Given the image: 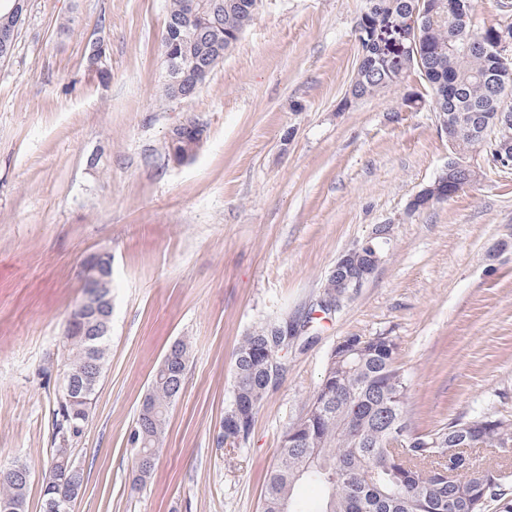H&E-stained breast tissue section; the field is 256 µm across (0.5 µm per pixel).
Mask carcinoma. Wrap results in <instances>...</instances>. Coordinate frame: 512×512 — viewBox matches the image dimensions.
Here are the masks:
<instances>
[{"instance_id":"carcinoma-1","label":"carcinoma","mask_w":512,"mask_h":512,"mask_svg":"<svg viewBox=\"0 0 512 512\" xmlns=\"http://www.w3.org/2000/svg\"><path fill=\"white\" fill-rule=\"evenodd\" d=\"M258 0L247 7L232 0H204L200 18L185 16V0H168L161 42L164 63L209 64L234 45L254 21ZM475 0H366L356 25L359 59L346 91V101L373 97L399 83L413 71L424 77L431 91L437 120H448L450 156L446 170L432 182L429 196L446 200L465 188L461 161L480 153L491 157L500 171L512 170L492 146L512 142V125H499L500 112L512 113V22L475 31ZM385 26L405 33L406 50L399 59L388 57L378 45L376 32ZM484 113L486 133L472 140L468 131L473 113ZM95 320L87 319L65 335L67 369L103 375L109 350L108 337L97 335ZM284 320L266 321L242 338L235 352L233 405L259 407L267 394L263 350H283L284 340L273 330ZM355 351L334 359L329 381L313 394L306 415L283 433L275 466L265 481L261 512H483L492 496H501L512 481L502 461L512 459V419L478 412L471 417L478 447L498 458L481 466L479 476L468 453L454 448L457 420L425 433H415L406 446L412 465L405 467L386 453L392 432L409 421L407 375L395 364L396 344L387 336H351ZM170 368L159 367L146 395L150 412L137 417L133 429L135 454L133 483L144 487L153 477L168 412L184 380L180 367L190 362L191 344L175 342ZM99 383L81 387L80 399L56 402L55 453H71L84 435V419ZM14 473L0 479V505L25 512L30 468L20 459ZM84 471L73 468L64 484L43 486V503L57 502L56 512H72L61 497L76 499L84 486ZM308 483L322 489L317 507L294 496L295 486Z\"/></svg>"}]
</instances>
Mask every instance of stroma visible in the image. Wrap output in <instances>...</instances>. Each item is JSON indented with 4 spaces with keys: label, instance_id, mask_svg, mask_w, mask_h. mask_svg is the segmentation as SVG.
<instances>
[{
    "label": "stroma",
    "instance_id": "35a3bbf8",
    "mask_svg": "<svg viewBox=\"0 0 512 512\" xmlns=\"http://www.w3.org/2000/svg\"><path fill=\"white\" fill-rule=\"evenodd\" d=\"M364 5L262 0L199 92L166 105V0H28L0 60V466L27 461V512H40L58 354L94 252L112 254V331L74 452L75 512H259L284 431L349 336L395 342L414 431L480 410L512 419V173L481 156L473 185L409 210L446 166L448 137L430 106H403L419 73L346 102ZM96 38L105 85L84 70ZM190 117L207 140L176 165L165 141ZM378 224L392 227L383 262L319 313L337 257ZM277 318L300 327L287 367L248 441L217 447L236 348ZM180 339L192 358L138 489L129 434Z\"/></svg>",
    "mask_w": 512,
    "mask_h": 512
}]
</instances>
